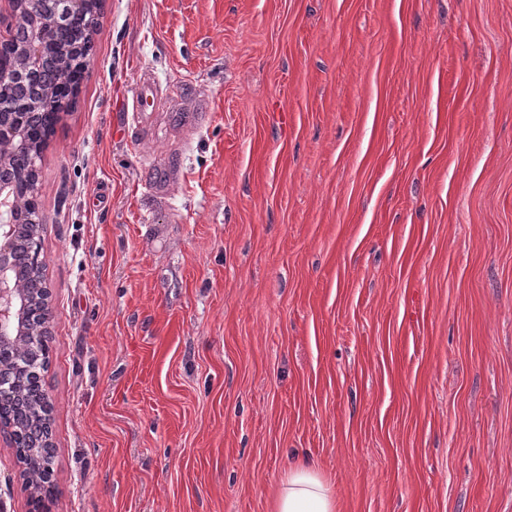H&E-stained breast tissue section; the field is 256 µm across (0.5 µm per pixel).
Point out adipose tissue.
Here are the masks:
<instances>
[{"label": "adipose tissue", "instance_id": "adipose-tissue-1", "mask_svg": "<svg viewBox=\"0 0 512 512\" xmlns=\"http://www.w3.org/2000/svg\"><path fill=\"white\" fill-rule=\"evenodd\" d=\"M272 512H340L336 490L319 464L301 460L288 466L273 498Z\"/></svg>", "mask_w": 512, "mask_h": 512}]
</instances>
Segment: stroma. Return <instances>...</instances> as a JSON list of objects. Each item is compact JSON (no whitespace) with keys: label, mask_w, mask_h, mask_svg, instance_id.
Wrapping results in <instances>:
<instances>
[{"label":"stroma","mask_w":512,"mask_h":512,"mask_svg":"<svg viewBox=\"0 0 512 512\" xmlns=\"http://www.w3.org/2000/svg\"><path fill=\"white\" fill-rule=\"evenodd\" d=\"M98 23L39 165L51 512H271L299 455L345 512H512V0Z\"/></svg>","instance_id":"1"}]
</instances>
